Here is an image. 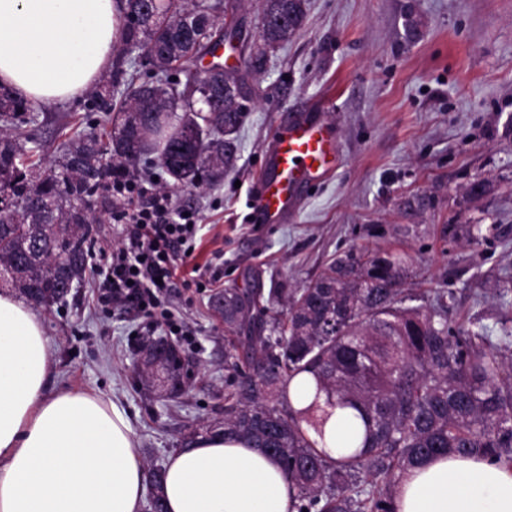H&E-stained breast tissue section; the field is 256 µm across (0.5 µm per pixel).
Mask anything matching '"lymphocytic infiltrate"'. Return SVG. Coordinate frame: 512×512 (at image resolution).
I'll return each instance as SVG.
<instances>
[{
  "label": "lymphocytic infiltrate",
  "mask_w": 512,
  "mask_h": 512,
  "mask_svg": "<svg viewBox=\"0 0 512 512\" xmlns=\"http://www.w3.org/2000/svg\"><path fill=\"white\" fill-rule=\"evenodd\" d=\"M111 191L112 221L122 225L123 239L98 271V304L135 312L147 332L188 335L183 317L171 306L182 282L180 265H190L189 282L200 291L214 287L224 275L223 268L204 270L192 263L202 229L198 213L178 207L150 176H115Z\"/></svg>",
  "instance_id": "obj_1"
}]
</instances>
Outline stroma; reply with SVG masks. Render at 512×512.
<instances>
[{
	"instance_id": "obj_1",
	"label": "stroma",
	"mask_w": 512,
	"mask_h": 512,
	"mask_svg": "<svg viewBox=\"0 0 512 512\" xmlns=\"http://www.w3.org/2000/svg\"><path fill=\"white\" fill-rule=\"evenodd\" d=\"M305 21L248 78L251 93L233 169L210 189L173 188L204 228L194 261L224 257L223 283L294 289L350 246L406 256L412 288H445L454 316L512 318V0H307ZM325 101L340 163L289 215L254 227L250 199L270 137L290 112ZM28 132L54 167L76 134H102L87 97L39 104ZM482 183L484 192L470 188ZM429 198L424 209L415 198ZM87 269L64 303L40 308L49 339L48 391L94 389L128 414L147 466H164L181 437L224 418V321L213 293L174 304L193 333L178 402L132 367L147 335L133 313L96 303Z\"/></svg>"
}]
</instances>
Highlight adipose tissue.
<instances>
[{
	"instance_id": "ef3b65f1",
	"label": "adipose tissue",
	"mask_w": 512,
	"mask_h": 512,
	"mask_svg": "<svg viewBox=\"0 0 512 512\" xmlns=\"http://www.w3.org/2000/svg\"><path fill=\"white\" fill-rule=\"evenodd\" d=\"M117 0H0V86L31 103L80 97L117 52ZM39 315L0 292V512H140L145 466L105 393L48 392ZM167 512H297V488L259 449L199 436L164 466ZM396 512H512V468L480 455L400 474Z\"/></svg>"
}]
</instances>
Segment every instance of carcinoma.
I'll use <instances>...</instances> for the list:
<instances>
[{"label": "carcinoma", "mask_w": 512, "mask_h": 512, "mask_svg": "<svg viewBox=\"0 0 512 512\" xmlns=\"http://www.w3.org/2000/svg\"><path fill=\"white\" fill-rule=\"evenodd\" d=\"M120 50L151 54L148 81L121 67L89 94L110 124L102 137L77 135L58 163L32 179L25 160L39 150L23 125L32 104L0 94V278L36 305H51L85 275L97 197L112 209L117 169L150 154L176 184L219 182L236 162L246 98L239 72L193 63L210 51L220 16L241 0H120ZM306 0H261L259 35L246 61L255 73L300 29ZM182 74L174 79L173 72ZM406 260L388 249L349 248L318 277L290 292L226 288L218 300L224 332V420L182 437L224 434L274 458L307 512H395L399 475L439 455L481 454L512 465V320L491 328L452 317L448 289L405 287ZM173 349L140 376L182 391ZM312 377L315 395L296 409L291 382ZM347 416L336 455L325 449L333 411ZM163 469H149L158 512H166Z\"/></svg>", "instance_id": "cac0c4a2"}]
</instances>
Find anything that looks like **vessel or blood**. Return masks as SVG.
<instances>
[{"label":"vessel or blood","mask_w":512,"mask_h":512,"mask_svg":"<svg viewBox=\"0 0 512 512\" xmlns=\"http://www.w3.org/2000/svg\"><path fill=\"white\" fill-rule=\"evenodd\" d=\"M339 154L332 128L309 113H294L274 131L253 208L261 223H282L302 195L332 173Z\"/></svg>","instance_id":"obj_1"}]
</instances>
